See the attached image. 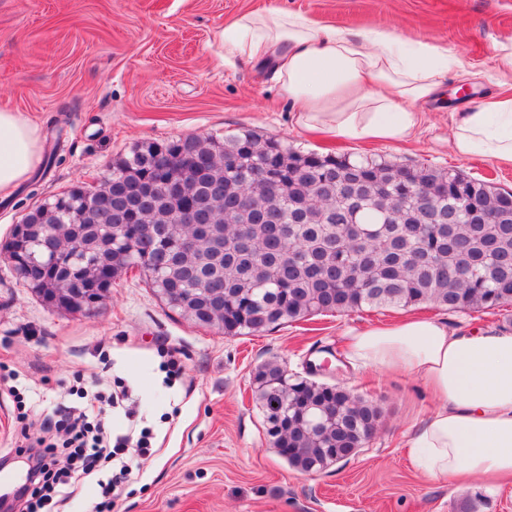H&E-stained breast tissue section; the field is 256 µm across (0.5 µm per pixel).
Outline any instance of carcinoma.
I'll return each instance as SVG.
<instances>
[{
  "label": "carcinoma",
  "mask_w": 512,
  "mask_h": 512,
  "mask_svg": "<svg viewBox=\"0 0 512 512\" xmlns=\"http://www.w3.org/2000/svg\"><path fill=\"white\" fill-rule=\"evenodd\" d=\"M260 170L273 184L254 179ZM459 203L452 224L430 216ZM22 223L76 224L73 247L102 249L108 228L127 239L121 268L150 261L156 291H196L198 326L254 336L323 313L432 304L450 312L512 306V192L454 169L285 150L253 132L144 141L112 162L96 191L75 186L33 206ZM178 224H222L224 238L181 250ZM54 284L65 264L32 267ZM253 400L267 436L295 470L331 464L327 450L361 448L383 409L337 385L255 368Z\"/></svg>",
  "instance_id": "cac0c4a2"
}]
</instances>
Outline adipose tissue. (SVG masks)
<instances>
[{
  "label": "adipose tissue",
  "instance_id": "1",
  "mask_svg": "<svg viewBox=\"0 0 512 512\" xmlns=\"http://www.w3.org/2000/svg\"><path fill=\"white\" fill-rule=\"evenodd\" d=\"M220 49L226 62L271 70L296 128L392 145L410 136L424 118L421 105L463 67L442 44L404 40L387 27L346 32L274 6L225 23ZM450 143L459 157L512 166V95L458 112ZM41 157L36 121L0 110V197L25 183ZM346 356L363 368L404 373L431 392L433 404L407 441L417 470L463 486L512 476V334L405 317L351 330Z\"/></svg>",
  "mask_w": 512,
  "mask_h": 512
}]
</instances>
